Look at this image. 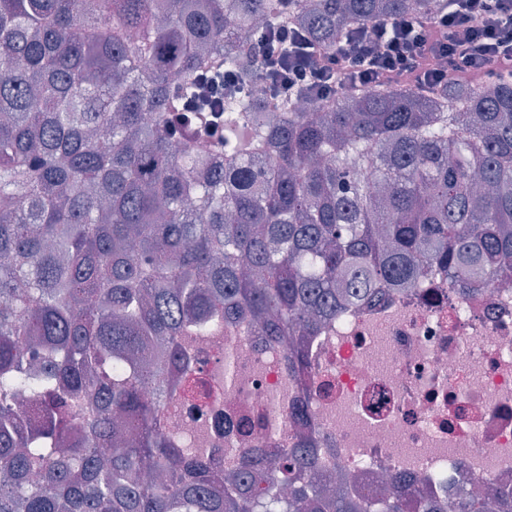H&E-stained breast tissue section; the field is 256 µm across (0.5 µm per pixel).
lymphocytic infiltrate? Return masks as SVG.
<instances>
[{
    "label": "lymphocytic infiltrate",
    "instance_id": "1",
    "mask_svg": "<svg viewBox=\"0 0 512 512\" xmlns=\"http://www.w3.org/2000/svg\"><path fill=\"white\" fill-rule=\"evenodd\" d=\"M284 41L297 47L286 59L279 53ZM252 50L275 102L300 87L327 97L346 86L363 89L404 80L433 88L465 72L512 76V0H448L447 10L428 22L402 16L369 32L360 27L333 51L288 25L261 32ZM436 59L444 60V67H433Z\"/></svg>",
    "mask_w": 512,
    "mask_h": 512
}]
</instances>
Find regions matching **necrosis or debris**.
<instances>
[{
  "instance_id": "1",
  "label": "necrosis or debris",
  "mask_w": 512,
  "mask_h": 512,
  "mask_svg": "<svg viewBox=\"0 0 512 512\" xmlns=\"http://www.w3.org/2000/svg\"><path fill=\"white\" fill-rule=\"evenodd\" d=\"M295 344L300 373L249 320L186 337L203 397L167 382L164 435L226 471L249 448H312L306 480L366 499L394 477L446 505L484 486L512 496V283L425 275Z\"/></svg>"
}]
</instances>
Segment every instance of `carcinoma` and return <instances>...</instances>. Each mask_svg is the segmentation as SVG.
I'll use <instances>...</instances> for the list:
<instances>
[{"mask_svg":"<svg viewBox=\"0 0 512 512\" xmlns=\"http://www.w3.org/2000/svg\"><path fill=\"white\" fill-rule=\"evenodd\" d=\"M433 0H0V512H447L297 485L305 448L219 478L162 432L182 337L225 308L268 336L438 270L512 275V79L301 90L268 106L242 35L288 18L333 50ZM225 94L207 155L173 116L202 69ZM30 398L27 413L14 397ZM512 512L469 494L452 512Z\"/></svg>","mask_w":512,"mask_h":512,"instance_id":"cac0c4a2","label":"carcinoma"}]
</instances>
